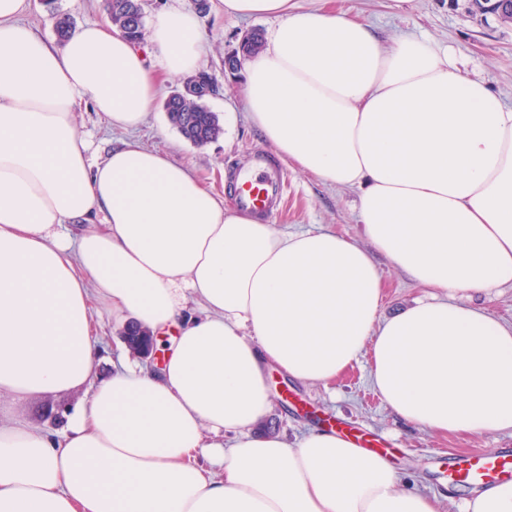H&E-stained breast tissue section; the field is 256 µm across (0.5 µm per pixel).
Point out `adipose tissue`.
<instances>
[{
	"label": "adipose tissue",
	"mask_w": 512,
	"mask_h": 512,
	"mask_svg": "<svg viewBox=\"0 0 512 512\" xmlns=\"http://www.w3.org/2000/svg\"><path fill=\"white\" fill-rule=\"evenodd\" d=\"M0 0V512H439L336 431L260 429L269 376L325 385L368 357L376 394L442 434L512 433V106L451 50L384 43L348 13L218 0L273 17L248 60V117L289 165L357 191L359 239L288 232L226 207L169 153L94 160L81 102L137 130L161 77L197 69L196 16L170 0L148 46L111 22L44 41ZM158 57L154 72L149 57ZM383 254L435 294L382 314ZM169 334L162 366L100 371L92 301ZM83 393L61 430L10 410ZM460 512H512V480ZM501 322L512 323V288H502L491 300L482 303Z\"/></svg>",
	"instance_id": "adipose-tissue-1"
}]
</instances>
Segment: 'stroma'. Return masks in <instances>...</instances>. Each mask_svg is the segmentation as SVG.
Returning a JSON list of instances; mask_svg holds the SVG:
<instances>
[{"instance_id": "35a3bbf8", "label": "stroma", "mask_w": 512, "mask_h": 512, "mask_svg": "<svg viewBox=\"0 0 512 512\" xmlns=\"http://www.w3.org/2000/svg\"><path fill=\"white\" fill-rule=\"evenodd\" d=\"M366 19L374 33L389 42L403 34L424 36L448 47L463 61V72L485 80L505 104H512V23L491 13L475 11L470 0H332ZM209 42L200 71L213 87L207 104L220 117L223 134L198 147L173 128L164 102L184 80L174 77L160 86L157 103L146 124L134 133L141 145L170 152L189 167L217 194H224L227 175L259 154H272V146L248 121L244 106V72L228 73L224 58L238 49L249 31L268 33L276 27L273 18L242 19L228 13L208 11L198 17ZM78 127L90 141L94 157L101 158L124 141L120 132L106 129L98 114L82 107ZM288 180L286 206L274 223L278 228L300 231L324 226L352 239H359L356 222V192L341 190L313 175L285 167ZM374 260L383 272L386 288L383 311L391 314L420 297L405 274L393 268L382 254ZM274 404L265 421L273 432L295 435L318 427L331 416L361 428L391 450L390 460L406 477L411 488L439 499V512H457L458 501L471 490L448 482L449 457L474 451H512L511 433L443 435L401 422L373 392L367 365L352 368L329 386H310L279 375L272 378Z\"/></svg>"}]
</instances>
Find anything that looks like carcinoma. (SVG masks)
<instances>
[{
  "label": "carcinoma",
  "instance_id": "carcinoma-1",
  "mask_svg": "<svg viewBox=\"0 0 512 512\" xmlns=\"http://www.w3.org/2000/svg\"><path fill=\"white\" fill-rule=\"evenodd\" d=\"M473 6L481 11L498 15L504 22H512V13L501 8L497 0H472ZM54 19V30L58 40L63 41L75 30L72 17L57 11L54 0H45ZM105 10L112 24L130 41L144 39L143 0H105ZM197 87L195 94L187 95L178 90L170 95L165 104L170 123L191 143L205 145L223 134V126L218 115L205 104V98L212 92V87L203 75L186 79L184 85Z\"/></svg>",
  "mask_w": 512,
  "mask_h": 512
}]
</instances>
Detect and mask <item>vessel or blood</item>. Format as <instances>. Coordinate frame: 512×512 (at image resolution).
<instances>
[{
  "label": "vessel or blood",
  "instance_id": "b4317fda",
  "mask_svg": "<svg viewBox=\"0 0 512 512\" xmlns=\"http://www.w3.org/2000/svg\"><path fill=\"white\" fill-rule=\"evenodd\" d=\"M257 171L236 180L234 200L236 205L267 219L279 211L286 195V180L272 163L259 160ZM501 478L512 479V454L506 452H478L451 458L448 479L455 484L483 485Z\"/></svg>",
  "mask_w": 512,
  "mask_h": 512
}]
</instances>
